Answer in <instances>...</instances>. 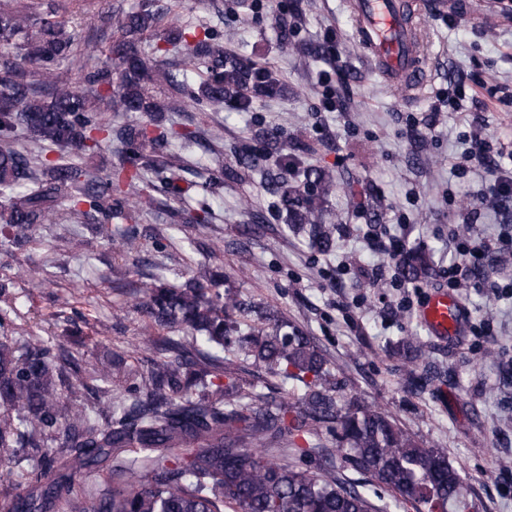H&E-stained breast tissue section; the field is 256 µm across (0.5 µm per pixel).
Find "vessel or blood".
Masks as SVG:
<instances>
[{"label":"vessel or blood","mask_w":512,"mask_h":512,"mask_svg":"<svg viewBox=\"0 0 512 512\" xmlns=\"http://www.w3.org/2000/svg\"><path fill=\"white\" fill-rule=\"evenodd\" d=\"M356 33L374 70L389 82L413 89L423 81L421 52L398 0H353ZM430 335L452 339L462 334L467 313L447 291L430 294L420 313Z\"/></svg>","instance_id":"1"}]
</instances>
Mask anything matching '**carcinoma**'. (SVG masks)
I'll return each instance as SVG.
<instances>
[{
	"mask_svg": "<svg viewBox=\"0 0 512 512\" xmlns=\"http://www.w3.org/2000/svg\"><path fill=\"white\" fill-rule=\"evenodd\" d=\"M109 62L88 73L91 91L58 79L60 61L73 53L94 58L99 43L78 41L57 12L0 7V235L15 245L42 224L63 219L112 225L108 241L120 256L141 251L142 233L116 200L120 181L143 180L140 149L168 138L141 125H112L99 117L108 97L114 112H182L189 96L207 112L227 104L247 112L258 96L272 98L285 84L266 68L224 55L209 30L172 27L166 45L181 55L182 76L165 60L148 61L142 39L157 21L151 0L127 12L106 13ZM199 78L193 89L188 74ZM36 147L72 148L83 156L101 142L122 146L115 172L95 174L75 164L36 159L18 147V135ZM277 168L303 177L292 185L266 174L288 221L301 225L320 251L333 246L335 212L323 206L335 190L329 174L302 168L295 155L270 145ZM160 196L143 205L169 211L190 166L164 162ZM70 201L68 212L57 204ZM219 276H192L180 286L151 283L133 293L131 307L160 329L138 347L151 354L128 394L94 408L79 399L85 376L107 381L117 362L98 359L79 370L72 355L39 336L0 337V489L7 512H373L362 486L336 476L346 464L395 494L413 512H448L461 502L463 480L446 455L417 441L388 414L341 395L336 373L312 338L277 311L261 310L241 325L249 303L220 291ZM406 360L420 364V338L406 340ZM250 363L276 379L271 391L301 390L289 403L258 390L237 372ZM108 415L106 425L99 417ZM300 435L307 447H292ZM337 441L326 444L327 437ZM318 457L317 470L293 461ZM24 481L19 495L12 489Z\"/></svg>",
	"mask_w": 512,
	"mask_h": 512,
	"instance_id": "1",
	"label": "carcinoma"
}]
</instances>
